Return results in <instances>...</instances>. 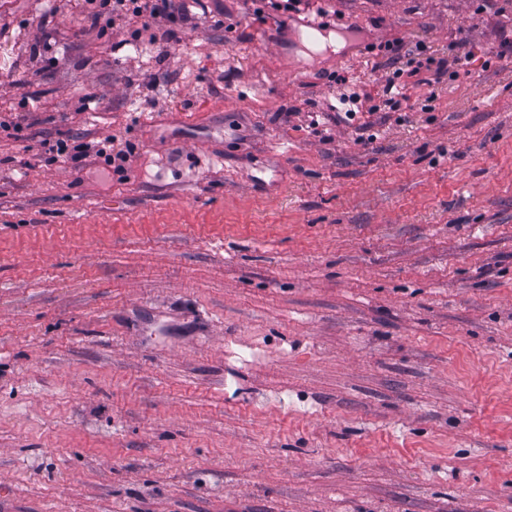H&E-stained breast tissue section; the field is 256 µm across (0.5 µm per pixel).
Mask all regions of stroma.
I'll return each instance as SVG.
<instances>
[{"instance_id": "obj_1", "label": "stroma", "mask_w": 512, "mask_h": 512, "mask_svg": "<svg viewBox=\"0 0 512 512\" xmlns=\"http://www.w3.org/2000/svg\"><path fill=\"white\" fill-rule=\"evenodd\" d=\"M201 2L0 0V512H512V0ZM98 2V3H97ZM184 0H99L91 2V15L96 21L107 15L112 29H123L130 20L136 27L126 33L133 40L154 44L157 32H162L167 42L178 39V34L190 22ZM57 135L41 142L44 154L48 155L44 161L61 158L63 161L70 162L75 169L96 166L98 159L105 154L104 148H99L100 144L104 142L112 144L114 140L113 136L106 137L102 142L89 138L88 134L72 136L67 133H58ZM136 147L129 141H126L124 147L114 152V147L112 148V156L111 154L105 156L104 165L106 167L103 170L112 171L113 174H119L121 176L127 172V169L132 161V158L135 155Z\"/></svg>"}]
</instances>
